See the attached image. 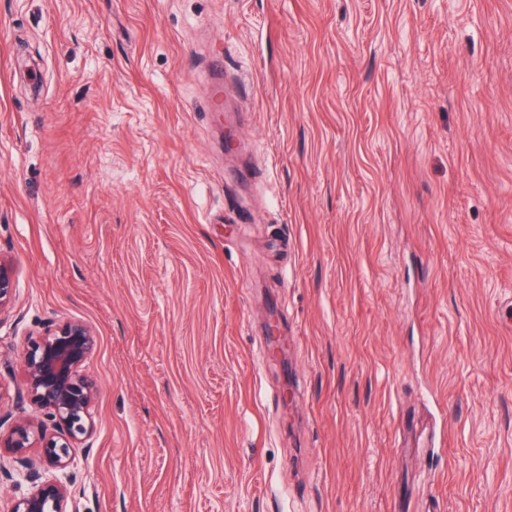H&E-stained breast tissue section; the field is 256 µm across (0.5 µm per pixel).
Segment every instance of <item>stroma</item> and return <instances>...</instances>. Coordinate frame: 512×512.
<instances>
[{"label":"stroma","mask_w":512,"mask_h":512,"mask_svg":"<svg viewBox=\"0 0 512 512\" xmlns=\"http://www.w3.org/2000/svg\"><path fill=\"white\" fill-rule=\"evenodd\" d=\"M0 255V428L97 336L70 512H512V0H0ZM15 290L13 268L0 258V313L11 305Z\"/></svg>","instance_id":"35a3bbf8"}]
</instances>
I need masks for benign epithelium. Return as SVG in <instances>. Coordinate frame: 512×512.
Returning <instances> with one entry per match:
<instances>
[{
	"mask_svg": "<svg viewBox=\"0 0 512 512\" xmlns=\"http://www.w3.org/2000/svg\"><path fill=\"white\" fill-rule=\"evenodd\" d=\"M14 293L13 268L0 259V312L11 305ZM96 345L89 326L71 321L46 328L27 346L20 356L24 383L17 397L46 410L58 434L49 436L42 427L22 419L13 424L6 437H0L1 448L15 454L38 448L43 465L52 470L70 465L71 449L88 437L93 426L97 386L82 367ZM27 478L33 483L32 490L15 501L12 512H67L70 490L66 484L42 481L34 470Z\"/></svg>",
	"mask_w": 512,
	"mask_h": 512,
	"instance_id": "1",
	"label": "benign epithelium"
}]
</instances>
